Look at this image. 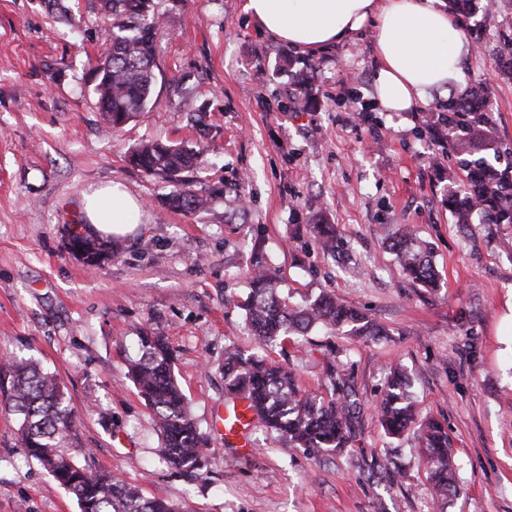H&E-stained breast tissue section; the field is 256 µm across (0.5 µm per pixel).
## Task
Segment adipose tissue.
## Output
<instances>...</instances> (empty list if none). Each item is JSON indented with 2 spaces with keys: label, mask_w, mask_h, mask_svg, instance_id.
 <instances>
[{
  "label": "adipose tissue",
  "mask_w": 512,
  "mask_h": 512,
  "mask_svg": "<svg viewBox=\"0 0 512 512\" xmlns=\"http://www.w3.org/2000/svg\"><path fill=\"white\" fill-rule=\"evenodd\" d=\"M243 10L275 39L311 54L373 25V85L386 112L417 111L467 81L473 47L446 0H245ZM82 209L91 232L117 239L144 221L140 200L115 182L89 188Z\"/></svg>",
  "instance_id": "1"
}]
</instances>
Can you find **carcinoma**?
I'll return each instance as SVG.
<instances>
[{
  "mask_svg": "<svg viewBox=\"0 0 512 512\" xmlns=\"http://www.w3.org/2000/svg\"><path fill=\"white\" fill-rule=\"evenodd\" d=\"M152 0H101L108 48L94 69V93L106 123L118 129L145 111L154 90L156 54L163 32L152 11ZM449 9L466 22L476 14L489 20L486 0H448ZM496 62L501 75L512 79V31L502 35ZM314 71L305 65L293 74L294 90L288 108L315 109ZM482 85L448 97L425 115L424 132L444 150L459 158L465 172L461 182L448 187V210L457 218L467 236L475 234L469 218L479 213L482 223L512 226V171L500 160L512 149L495 141L496 119L482 101ZM201 151L186 146L148 141L134 149L129 162L148 176L185 186L167 197L174 209L203 211L211 194L189 189L185 174L199 165ZM314 239L328 255L340 251L331 224L313 226ZM75 253L90 266L110 260L118 248L108 247L88 237L71 239ZM388 249L412 282L434 290L438 274L432 263L429 244L415 231L401 225L388 239ZM250 291L239 308L255 336V351H224V393L243 396L255 419L274 431L288 448H303L320 455L342 454L353 447L361 402L351 385V376L336 368V349H329L321 386L324 392L301 390L293 373L267 359L268 349L290 336H305L321 328L334 335L375 338L382 326L371 315L321 292L303 305H292L280 288L281 279L259 257L252 261ZM141 354L131 361L127 376L140 398L152 411L161 439L159 458L166 466L186 473L205 467L208 437L193 418L173 371L174 355L164 337L151 330L138 336ZM410 377L394 369L375 406L388 437L402 439L415 435L427 454V467L436 498L442 502L460 491L455 476L451 440L447 427L438 420L416 423L411 400ZM0 400L16 416L23 452L36 461L76 500L79 512H179L168 500L147 497L136 486L123 483L89 462L80 463L76 453L91 456L78 445V422L57 377L33 358L9 356L0 360Z\"/></svg>",
  "mask_w": 512,
  "mask_h": 512,
  "instance_id": "carcinoma-1",
  "label": "carcinoma"
}]
</instances>
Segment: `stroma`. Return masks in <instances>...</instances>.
<instances>
[{
	"mask_svg": "<svg viewBox=\"0 0 512 512\" xmlns=\"http://www.w3.org/2000/svg\"><path fill=\"white\" fill-rule=\"evenodd\" d=\"M245 0H154L164 36L145 112L112 131L96 107L91 69L105 45L99 0H0V357L23 353L55 371L80 417L96 466L146 495L192 512H512V227L464 237L443 198L455 157L433 163L415 129L425 112H385L373 99V30L310 56L313 112L278 108L294 48L259 30ZM484 24L466 62L512 145V80L495 67L500 25ZM206 145L191 173L218 194L208 210L170 209L173 186L131 166L141 143ZM118 182L145 222L96 267L68 250L86 233L82 196ZM335 224L343 257L316 246L311 225ZM412 225L433 247L440 286L412 284L383 242ZM261 244L292 303L334 291L373 315L380 340L339 336L342 367L365 407L349 452L284 449L253 425L250 447L225 444L224 351L252 352L239 307L251 248ZM153 329L175 351L174 372L200 429L207 466L189 479L159 464L153 414L125 376L137 334ZM327 335L319 330L270 356L318 389ZM411 377L418 416L447 422L460 495L434 498L425 455L389 438L372 404L389 370ZM391 458L402 478L383 479ZM0 512H78L75 500L20 447L0 411Z\"/></svg>",
	"mask_w": 512,
	"mask_h": 512,
	"instance_id": "1",
	"label": "stroma"
}]
</instances>
